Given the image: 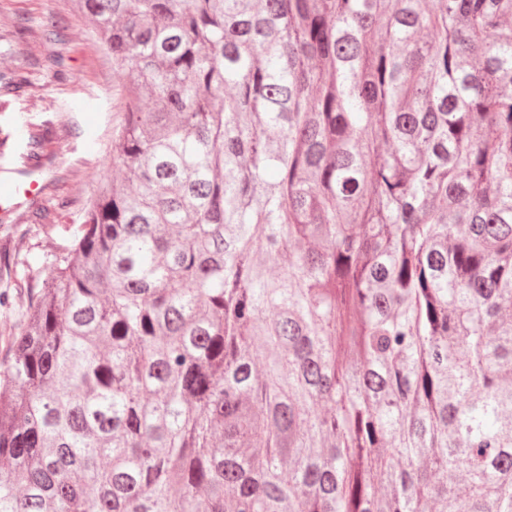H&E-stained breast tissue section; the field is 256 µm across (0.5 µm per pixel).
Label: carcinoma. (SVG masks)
I'll list each match as a JSON object with an SVG mask.
<instances>
[{"label": "carcinoma", "instance_id": "carcinoma-1", "mask_svg": "<svg viewBox=\"0 0 512 512\" xmlns=\"http://www.w3.org/2000/svg\"><path fill=\"white\" fill-rule=\"evenodd\" d=\"M122 183L0 365V512H512V0H76Z\"/></svg>", "mask_w": 512, "mask_h": 512}]
</instances>
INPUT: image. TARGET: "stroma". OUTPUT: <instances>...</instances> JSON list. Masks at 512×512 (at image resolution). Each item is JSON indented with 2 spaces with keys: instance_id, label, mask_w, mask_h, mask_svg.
<instances>
[{
  "instance_id": "35a3bbf8",
  "label": "stroma",
  "mask_w": 512,
  "mask_h": 512,
  "mask_svg": "<svg viewBox=\"0 0 512 512\" xmlns=\"http://www.w3.org/2000/svg\"><path fill=\"white\" fill-rule=\"evenodd\" d=\"M119 80L112 57L73 0H0V166L32 152L43 136V203L0 220V361L28 304L30 284L47 254L83 221L98 183L121 173L112 165V122Z\"/></svg>"
}]
</instances>
